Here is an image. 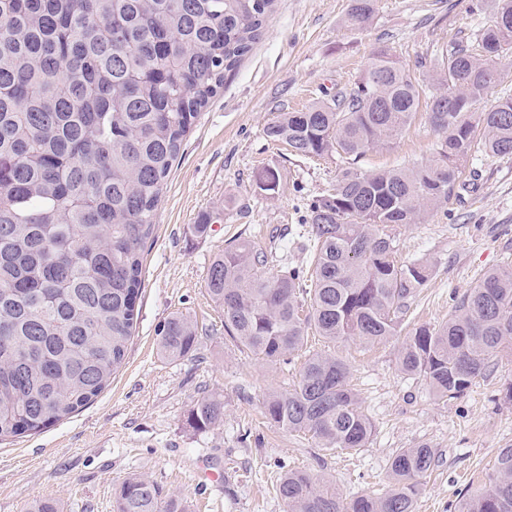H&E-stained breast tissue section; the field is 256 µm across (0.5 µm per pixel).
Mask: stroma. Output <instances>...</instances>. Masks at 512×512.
I'll return each mask as SVG.
<instances>
[{
    "label": "stroma",
    "instance_id": "1",
    "mask_svg": "<svg viewBox=\"0 0 512 512\" xmlns=\"http://www.w3.org/2000/svg\"><path fill=\"white\" fill-rule=\"evenodd\" d=\"M474 2L376 0L370 22L351 28L342 23L347 0H277L263 36L201 112L169 174L125 363L69 418L0 442V512H24L40 497L55 498L60 512H113L116 487L138 475L185 496L190 512H283L276 484L285 470H306L351 498L387 486L393 455L424 443L439 461L420 481L416 512H453L460 495L477 488L499 449L512 445V401L504 397L511 362L497 361L487 378L444 403L423 379L399 370L401 337L369 349L337 345L374 433L357 453L327 452L264 423L266 395L292 385L298 368L259 363L225 342L224 315L205 288L211 260L235 238L267 248L280 236L289 261H311V243L295 231L312 199L335 187L343 165L291 154L267 141L264 127L353 85L376 46L425 78L421 56L470 42L490 24L492 11H475ZM436 140L421 111L392 147L367 151L358 166L372 172L425 163ZM268 168L280 173L272 194L256 187ZM206 213L218 219L207 235H196L193 226ZM393 234L399 260L430 267L409 323L446 322L488 271L512 266V155L469 157L447 207ZM174 312L199 329L194 356L176 362L157 350V330ZM205 391L223 394L224 419L198 432L185 416ZM201 467L222 473V482L200 487Z\"/></svg>",
    "mask_w": 512,
    "mask_h": 512
}]
</instances>
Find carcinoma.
<instances>
[{"instance_id":"carcinoma-1","label":"carcinoma","mask_w":512,"mask_h":512,"mask_svg":"<svg viewBox=\"0 0 512 512\" xmlns=\"http://www.w3.org/2000/svg\"><path fill=\"white\" fill-rule=\"evenodd\" d=\"M276 0H0V441L36 433L90 403L126 359L138 319L143 252L181 146L200 112L262 35ZM375 0H349L343 22L362 27ZM470 44L419 61L426 83L376 48L354 87L264 127L296 155L348 160L334 192L308 205L311 267L250 240L230 242L208 269L206 290L224 334L267 365H288L313 331L334 345L367 347L402 330L428 280L424 262L396 259L388 228L418 224L448 205L475 152L512 155V96L480 107L512 51V0ZM425 107L433 158L366 173L355 161L389 148ZM280 174L256 186L274 192ZM198 326L165 319L159 354L193 356ZM512 360V266L486 274L440 325L410 330L399 369L446 402ZM329 350L304 356L296 383L270 392L263 416L329 451H358L374 425ZM224 398L202 396L186 424L205 431ZM427 444L399 450L381 493L346 499L302 469L280 478L284 512H416L419 478L433 470ZM114 512H187L184 497L131 476ZM454 512H512V448Z\"/></svg>"}]
</instances>
